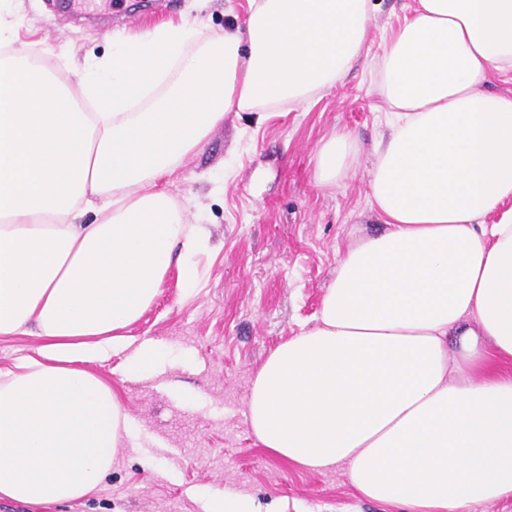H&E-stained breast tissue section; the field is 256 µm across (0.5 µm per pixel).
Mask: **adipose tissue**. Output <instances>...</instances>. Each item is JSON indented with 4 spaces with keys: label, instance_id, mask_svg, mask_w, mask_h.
<instances>
[{
    "label": "adipose tissue",
    "instance_id": "obj_1",
    "mask_svg": "<svg viewBox=\"0 0 512 512\" xmlns=\"http://www.w3.org/2000/svg\"><path fill=\"white\" fill-rule=\"evenodd\" d=\"M0 0V335L42 343L0 373V497L52 505L95 492L129 420L88 371L125 346L207 225L169 177L231 112L265 116L341 82L375 0H249L242 27L196 20L116 34L75 84L18 44ZM512 0H413L375 91L387 129L367 170L379 231L336 259L315 324L252 382L257 445L309 471L344 464L355 493L407 512L512 497ZM360 164L331 131L315 178ZM94 222H86L88 213Z\"/></svg>",
    "mask_w": 512,
    "mask_h": 512
}]
</instances>
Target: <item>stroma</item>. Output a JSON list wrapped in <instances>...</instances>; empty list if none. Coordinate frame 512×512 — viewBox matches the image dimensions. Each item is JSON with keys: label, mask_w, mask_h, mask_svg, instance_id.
Instances as JSON below:
<instances>
[{"label": "stroma", "mask_w": 512, "mask_h": 512, "mask_svg": "<svg viewBox=\"0 0 512 512\" xmlns=\"http://www.w3.org/2000/svg\"><path fill=\"white\" fill-rule=\"evenodd\" d=\"M368 40L344 81L320 100L269 113L228 114L204 148L169 179L191 199L213 249L195 264L201 281L186 291L171 267L161 292L127 330L126 349L90 364L119 396L129 432L101 489L34 508L0 499V512H211L215 500L241 496L260 512H401L358 497L346 466L306 471L259 448L246 421L247 396L266 357L312 325L336 258L356 226L374 229L367 170L382 131L384 104L372 65L388 30L413 0H378ZM20 42L61 79L73 81L86 55L109 52L112 33L133 35L182 15L205 31L242 25L247 0H98L76 14L67 0H17ZM349 131L360 166L336 187L314 177L316 151L332 129ZM152 343L153 377H124L130 350Z\"/></svg>", "instance_id": "1"}]
</instances>
